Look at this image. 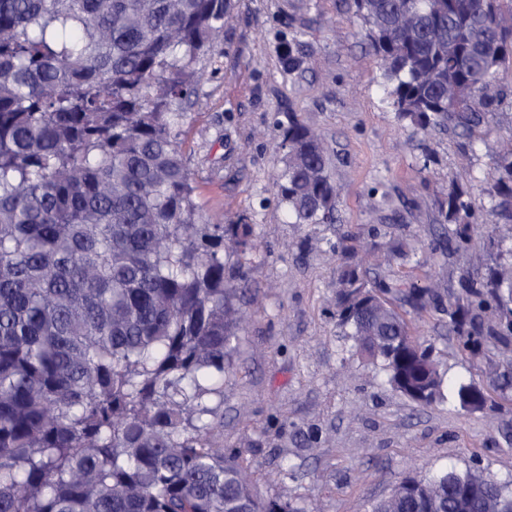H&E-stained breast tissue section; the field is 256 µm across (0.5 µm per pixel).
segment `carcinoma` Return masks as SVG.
Returning a JSON list of instances; mask_svg holds the SVG:
<instances>
[{"instance_id":"obj_1","label":"carcinoma","mask_w":512,"mask_h":512,"mask_svg":"<svg viewBox=\"0 0 512 512\" xmlns=\"http://www.w3.org/2000/svg\"><path fill=\"white\" fill-rule=\"evenodd\" d=\"M236 0H0V512H306L261 500L213 445L239 325L249 224L202 214L181 149L183 103L205 81ZM401 123L469 138L505 103L512 0H351ZM291 224H326L339 188L322 137L274 118ZM494 176L449 179L448 331L472 358L512 351V145ZM485 235L483 247L475 242ZM347 231L336 316L355 355L401 395L461 406L434 344L394 301L440 309L411 278H370ZM383 262L422 266L396 237ZM485 375L512 388V370ZM477 483L459 507L457 490ZM371 512H512V479L425 470Z\"/></svg>"}]
</instances>
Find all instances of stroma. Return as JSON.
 I'll return each mask as SVG.
<instances>
[{
  "label": "stroma",
  "mask_w": 512,
  "mask_h": 512,
  "mask_svg": "<svg viewBox=\"0 0 512 512\" xmlns=\"http://www.w3.org/2000/svg\"><path fill=\"white\" fill-rule=\"evenodd\" d=\"M293 41L300 66L283 69L278 49ZM222 53L206 60L215 77L184 120L183 149L203 213L253 228L256 251L238 255L247 273L233 367L224 376V427L217 447L237 450L254 493L307 512H368L395 484L423 467H465L478 459L492 476H512V399H501L482 363L462 354L447 318L404 313L414 335L431 340L448 380L466 376L495 399L491 411L421 408L345 360L336 324V257L327 243L345 231L371 250L369 228L412 242L441 243L433 222L449 175L486 176L512 141V107L481 127L475 152L445 131L425 136L400 124L382 101L375 59L346 0H242L225 29ZM318 130L341 189L332 224L289 223L273 202L284 167L275 153V113ZM437 161L421 171L422 150ZM370 276H412L448 292L442 254L410 269L392 264ZM316 424L324 441L303 448L297 429ZM296 474L285 477L283 460Z\"/></svg>",
  "instance_id": "obj_1"
}]
</instances>
